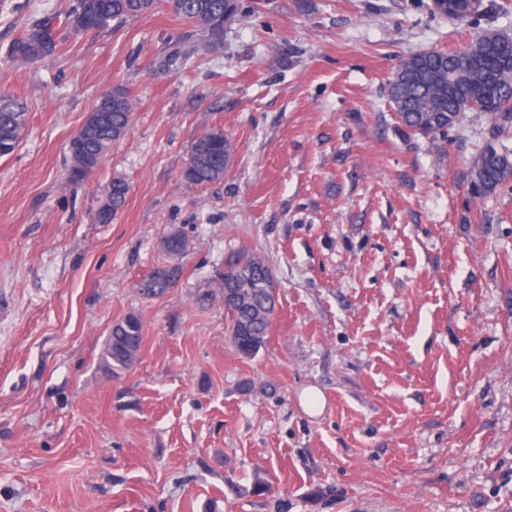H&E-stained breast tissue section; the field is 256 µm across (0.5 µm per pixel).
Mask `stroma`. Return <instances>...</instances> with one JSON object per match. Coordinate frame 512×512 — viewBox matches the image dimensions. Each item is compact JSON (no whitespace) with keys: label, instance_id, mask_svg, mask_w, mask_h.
<instances>
[{"label":"stroma","instance_id":"obj_1","mask_svg":"<svg viewBox=\"0 0 512 512\" xmlns=\"http://www.w3.org/2000/svg\"><path fill=\"white\" fill-rule=\"evenodd\" d=\"M68 3L0 0V92L29 112L0 158V512H111L130 494L139 512H512V181L473 189L486 115L437 158L387 97L402 59L512 30V0L470 22L428 0H239L179 73L158 58L194 29L164 5L60 28L55 54L14 65L29 20ZM116 86L132 124L68 184V142ZM214 125L231 163L188 186L187 149ZM116 177L127 203L102 224ZM173 227L181 278L143 297ZM241 250L279 289L250 359L207 295ZM130 313L140 354L108 373ZM143 341V326L135 313L112 324L102 353V363L112 372L129 368L137 359Z\"/></svg>","mask_w":512,"mask_h":512}]
</instances>
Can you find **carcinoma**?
I'll use <instances>...</instances> for the list:
<instances>
[{
    "instance_id": "obj_1",
    "label": "carcinoma",
    "mask_w": 512,
    "mask_h": 512,
    "mask_svg": "<svg viewBox=\"0 0 512 512\" xmlns=\"http://www.w3.org/2000/svg\"><path fill=\"white\" fill-rule=\"evenodd\" d=\"M160 0H72L64 16L65 25L81 31L92 24L102 30L112 23L130 22L158 9ZM176 16L189 21L198 38L183 41L161 57L164 71L186 68L198 56L224 40V31L238 20V0H180ZM56 16L29 21L24 32L10 46L8 57L34 65L54 54L58 47ZM389 100L399 122L415 134L432 138L442 152L448 130L467 112H482L490 118V134L497 138L512 128V33L489 31L479 35L459 52L435 50L424 56L403 59L389 83ZM133 107L129 93L114 87L102 95L68 144L70 164L67 182L80 183L101 165L112 144L126 135ZM28 120L24 104L11 95H0V158L12 155L20 146ZM232 159V146L224 128L206 129L191 144L183 170L184 181L202 186L224 179ZM471 182L479 193H489L512 179V150L490 154L482 150L472 165ZM129 186L124 179H112L98 221L108 223L124 209ZM183 233L163 236L164 254L184 252ZM181 267L156 268L140 285L145 297L164 293L180 279ZM215 296L228 288L232 300L224 308L228 332L235 351L253 358L265 347L278 297L267 260L243 250L224 262L216 277ZM143 341V326L135 313L112 324L102 353V363L111 372L129 368L137 359Z\"/></svg>"
}]
</instances>
